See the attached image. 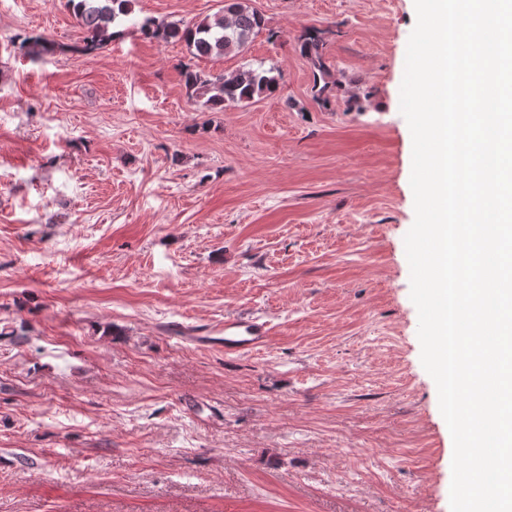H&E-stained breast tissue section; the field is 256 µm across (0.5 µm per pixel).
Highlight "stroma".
I'll use <instances>...</instances> for the list:
<instances>
[{
	"label": "stroma",
	"mask_w": 512,
	"mask_h": 512,
	"mask_svg": "<svg viewBox=\"0 0 512 512\" xmlns=\"http://www.w3.org/2000/svg\"><path fill=\"white\" fill-rule=\"evenodd\" d=\"M249 5L247 48L195 62L131 28L83 55L66 0H0V512H450L404 244L414 0ZM190 62L280 88L214 112ZM228 316L269 344L225 357ZM322 47L323 44L318 35L315 32L309 31L301 39L298 49L302 55L311 59L314 68L319 72V74L316 73L314 75V85L312 88L314 98L323 106H330L332 104L330 98V95H332V87L330 82L326 81V76L329 75V69L323 58ZM321 81H323L322 85Z\"/></svg>",
	"instance_id": "35a3bbf8"
}]
</instances>
